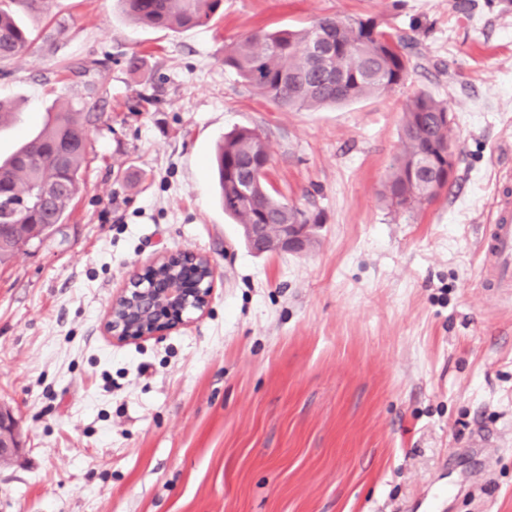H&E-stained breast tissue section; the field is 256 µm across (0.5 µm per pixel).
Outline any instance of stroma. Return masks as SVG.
Returning <instances> with one entry per match:
<instances>
[{
	"mask_svg": "<svg viewBox=\"0 0 512 512\" xmlns=\"http://www.w3.org/2000/svg\"><path fill=\"white\" fill-rule=\"evenodd\" d=\"M12 8L36 42L0 61L19 114L0 158L60 102L97 121L65 224L0 265V405L21 431L0 512H512V289L486 288L480 251L512 196V0H224L180 32L117 0ZM326 16L414 37L407 84L289 110L224 65L243 35ZM420 91L450 107L454 172L398 211ZM242 127L267 136L272 192L318 219L304 254H254L218 201L210 161ZM175 251L209 257L208 313L112 341L113 297Z\"/></svg>",
	"mask_w": 512,
	"mask_h": 512,
	"instance_id": "stroma-1",
	"label": "stroma"
}]
</instances>
